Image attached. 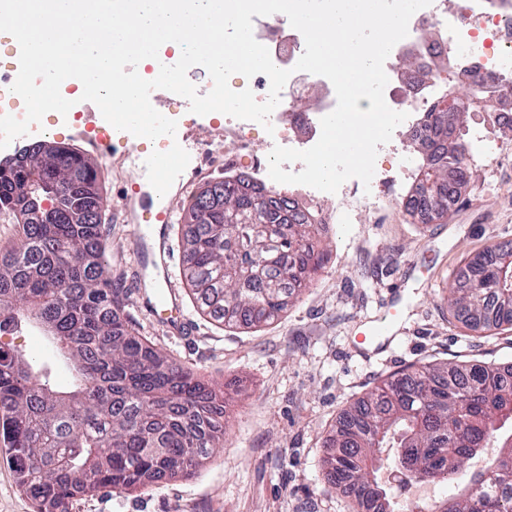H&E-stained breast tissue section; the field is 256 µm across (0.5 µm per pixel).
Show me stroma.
<instances>
[{"instance_id": "stroma-1", "label": "stroma", "mask_w": 512, "mask_h": 512, "mask_svg": "<svg viewBox=\"0 0 512 512\" xmlns=\"http://www.w3.org/2000/svg\"><path fill=\"white\" fill-rule=\"evenodd\" d=\"M67 115L47 113L42 131L10 143L17 155L49 132L74 144L86 129L83 103ZM159 111L180 113V130L191 163L219 143L220 113L200 116L188 105L161 99ZM467 135H483L506 153L472 161L468 183L447 219L408 216L404 209L363 216L358 224H322L316 229L325 253L320 270L287 313L258 328H228L198 311L181 275L186 208L208 181L224 177L215 164L207 178L186 179L175 170L165 201L172 208L170 243L173 281L190 340L175 337L136 293L141 263L134 227L110 220L103 228L107 259L124 291L123 315L140 336L195 374L217 393L224 409V438L195 474L133 492L114 491L75 499L71 512H362L353 498L324 480L323 443L340 415L389 374L411 365L480 361L512 366V329L471 328L448 308V287L466 264L497 244L512 241V135L470 114ZM157 142L115 131L111 157L122 168L104 172L107 212L123 208L135 187L146 185L141 161ZM396 300L398 333L388 349L355 353L360 332ZM0 512H36L21 490L9 454L0 444Z\"/></svg>"}]
</instances>
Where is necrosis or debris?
Wrapping results in <instances>:
<instances>
[{
  "label": "necrosis or debris",
  "instance_id": "necrosis-or-debris-1",
  "mask_svg": "<svg viewBox=\"0 0 512 512\" xmlns=\"http://www.w3.org/2000/svg\"><path fill=\"white\" fill-rule=\"evenodd\" d=\"M253 34L268 48L275 66L291 72L270 117L274 133L267 141L272 146L308 149L320 137L321 118L336 106L334 87L323 76L296 70L305 41L288 20L275 15L254 17ZM407 60L412 63L408 69L403 66ZM384 69L389 79L385 101L407 118L378 151L400 153V143L425 138L423 114L448 96L450 81L468 82L491 74L512 83V0H460L453 10L448 0H433L411 17L407 37L393 47ZM312 87L321 91L317 107L310 112L296 111V101ZM338 194L348 208L329 212L326 223L354 224L361 214L378 213L390 204L381 194L377 176L367 187L358 179H349Z\"/></svg>",
  "mask_w": 512,
  "mask_h": 512
}]
</instances>
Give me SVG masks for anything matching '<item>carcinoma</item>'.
Segmentation results:
<instances>
[{"instance_id":"1","label":"carcinoma","mask_w":512,"mask_h":512,"mask_svg":"<svg viewBox=\"0 0 512 512\" xmlns=\"http://www.w3.org/2000/svg\"><path fill=\"white\" fill-rule=\"evenodd\" d=\"M490 88L453 91L454 112L425 113L432 138L419 147L420 179L404 203L410 216L448 217V201L466 187L461 130ZM27 160L0 161V214L20 225L18 244L0 253V330L38 328L52 352L33 363L0 350V439L19 487L37 512H70L86 494L134 491L195 472L224 436L217 395L129 328L122 289L108 275L98 169L69 146L40 142ZM245 179L208 186L190 204L183 277L201 311L228 327L259 326L287 310L322 265L313 224L288 222L271 197L274 223L254 220ZM47 202L29 219L24 187ZM512 246L451 285L454 316L488 329L512 328ZM64 364L70 383L57 382ZM512 375L482 362L410 366L382 380L346 409L326 442V482L378 512H512ZM497 452L468 475L483 448ZM401 449V481H463L460 494L400 504L382 481L383 454Z\"/></svg>"}]
</instances>
